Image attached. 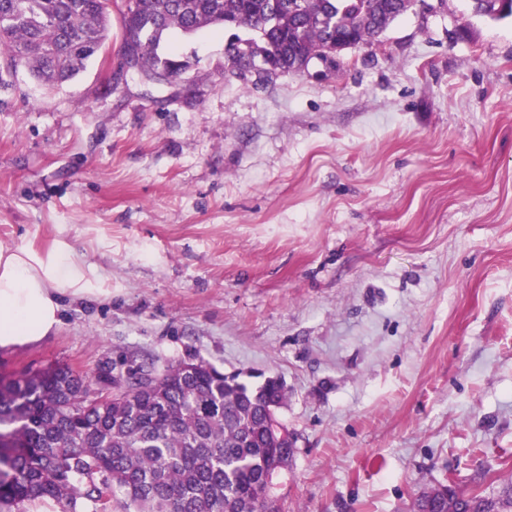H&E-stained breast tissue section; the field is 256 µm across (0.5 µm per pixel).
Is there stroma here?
<instances>
[{
    "label": "stroma",
    "mask_w": 512,
    "mask_h": 512,
    "mask_svg": "<svg viewBox=\"0 0 512 512\" xmlns=\"http://www.w3.org/2000/svg\"><path fill=\"white\" fill-rule=\"evenodd\" d=\"M123 7L73 81L0 90V247L67 243L105 290L0 373L281 376V512L512 481V17L418 0L334 73L258 90L225 80L226 34L174 31L181 77L110 86Z\"/></svg>",
    "instance_id": "stroma-1"
}]
</instances>
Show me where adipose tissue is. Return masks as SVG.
<instances>
[{"instance_id":"1","label":"adipose tissue","mask_w":512,"mask_h":512,"mask_svg":"<svg viewBox=\"0 0 512 512\" xmlns=\"http://www.w3.org/2000/svg\"><path fill=\"white\" fill-rule=\"evenodd\" d=\"M100 280L92 264L77 260L68 246L45 253L0 247V349L30 345L61 324V300L94 297Z\"/></svg>"}]
</instances>
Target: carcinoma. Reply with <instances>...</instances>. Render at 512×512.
<instances>
[{
    "label": "carcinoma",
    "mask_w": 512,
    "mask_h": 512,
    "mask_svg": "<svg viewBox=\"0 0 512 512\" xmlns=\"http://www.w3.org/2000/svg\"><path fill=\"white\" fill-rule=\"evenodd\" d=\"M491 19L512 0H472ZM112 0H0V73L73 80L108 42ZM415 0H126L129 74L177 77L158 49L173 30L241 29L224 45L225 77L284 75L297 65L381 42ZM68 367L0 374V512H279L273 477L293 448L280 439L279 377L251 388L203 360L140 366L102 401ZM512 512V483L486 496L438 483L409 512Z\"/></svg>",
    "instance_id": "cac0c4a2"
}]
</instances>
